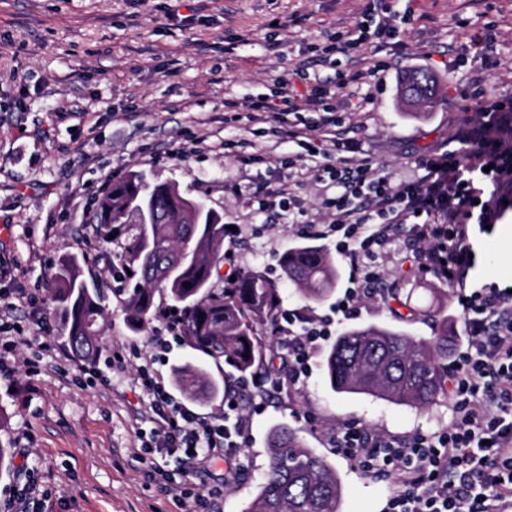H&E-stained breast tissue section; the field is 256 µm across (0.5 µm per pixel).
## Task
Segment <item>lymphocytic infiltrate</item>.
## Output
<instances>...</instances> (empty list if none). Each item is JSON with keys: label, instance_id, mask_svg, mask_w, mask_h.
Returning <instances> with one entry per match:
<instances>
[{"label": "lymphocytic infiltrate", "instance_id": "lymphocytic-infiltrate-1", "mask_svg": "<svg viewBox=\"0 0 512 512\" xmlns=\"http://www.w3.org/2000/svg\"><path fill=\"white\" fill-rule=\"evenodd\" d=\"M412 8L398 12L389 0H371L354 28L336 31L315 47L312 59L300 60L273 98L254 104L253 119L270 125L299 148L295 163L320 183L323 203L336 216L342 238L336 250L350 266L348 287L336 310L349 316L379 281L375 262L386 243L403 232L426 244L415 257L420 270L461 285L467 315L468 347L450 378L453 422L438 438L411 441L380 438L347 426L335 438L356 467L374 459L394 465L397 489L385 512H502L512 504V293L504 288H471L472 260L466 245L473 224H493L512 204V95L486 98L460 91L464 111L479 112L477 125L463 126L446 150L418 157L414 177L396 184L369 156L353 161L359 143L340 138L334 90L356 85L359 107L373 105L372 79L390 70L389 61L372 68H341V58H355L373 42L395 39ZM332 67L334 79L312 81L310 65ZM315 82L316 94H302L296 82ZM318 113L308 122L307 113ZM277 333L288 336L289 370L273 378L253 376L256 388L277 390L296 384L309 372L310 353L328 332L304 313H292ZM152 393L144 412L155 423L140 451L181 453L185 477H201V463L213 453L234 458L246 442L248 422L216 423L192 409H171L167 391L156 378L140 373Z\"/></svg>", "mask_w": 512, "mask_h": 512}]
</instances>
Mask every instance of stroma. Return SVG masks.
Masks as SVG:
<instances>
[{
  "instance_id": "35a3bbf8",
  "label": "stroma",
  "mask_w": 512,
  "mask_h": 512,
  "mask_svg": "<svg viewBox=\"0 0 512 512\" xmlns=\"http://www.w3.org/2000/svg\"><path fill=\"white\" fill-rule=\"evenodd\" d=\"M368 0H0V316L24 326L34 347H0V447L12 451L0 470V512L33 474L52 512H195L193 499L165 492L132 459L138 431L152 423L140 409L148 395L140 385L112 377L113 351L148 360L173 404H192L204 416L235 420L245 415L250 431L235 460L212 459L197 493L219 488L224 512H244L269 467L268 433L293 428L323 455L341 483L340 512H383L395 475L383 466L357 469L332 436L346 425L407 440L447 431L453 403L441 393L427 409L396 405L365 394L334 392L325 374L326 347L316 349L310 374L291 390L257 394L237 389V406L223 398L189 400L174 384L172 370L198 357L182 340L155 349L160 321L129 335L122 305L112 295L106 248L93 229L92 205L104 181L144 172L153 183L175 182L182 193L220 212L236 234L224 240L234 269L265 270L286 310L309 307L331 317L332 334L362 326L397 327L417 336L448 328V363L466 351L465 314L456 289L418 271L420 241L402 235L379 258L381 285L401 289L407 300L363 302L353 319L336 321L349 264L337 255L333 217L321 204L322 189L305 180L297 192L303 223L265 217L249 203L268 183L296 180L286 161L298 151L253 121L251 107L272 96L296 60L327 32L353 28ZM415 20L401 26L399 50L366 48L361 68L392 58L393 67L371 111H354L345 99L341 127L357 138L394 181L408 174L411 159L447 144L463 118L457 93L471 76L470 37L495 33L497 67L485 73L491 96L512 94V0H413ZM231 32L247 42L225 51ZM425 71L436 81L432 103L413 109L399 104L407 75ZM235 103L232 122L224 106ZM273 148L279 164L241 167L237 141ZM512 209L492 227L470 225L474 255L469 286L512 287ZM315 237L336 255L332 293L306 301L286 279L279 257ZM79 257L89 287L105 297L100 347L95 361L58 360L60 318L51 302L56 274ZM42 301L41 312L12 304L13 289Z\"/></svg>"
}]
</instances>
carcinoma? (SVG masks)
<instances>
[{
  "label": "carcinoma",
  "instance_id": "cac0c4a2",
  "mask_svg": "<svg viewBox=\"0 0 512 512\" xmlns=\"http://www.w3.org/2000/svg\"><path fill=\"white\" fill-rule=\"evenodd\" d=\"M146 200L160 223L132 224L128 205ZM173 183L150 184L141 172L107 189L95 201V231L107 245L127 326L145 331L150 321L174 314L176 335L202 358L172 371L174 384L186 391L197 382L218 393L209 366L230 363L240 376L252 374L275 341L259 332L274 326L280 293L265 272L240 271L222 284L226 224L210 207ZM114 238H109V235ZM287 279L310 301L323 299L336 283V265L321 246L301 244L279 258ZM173 266L180 277L168 276ZM52 302L62 321L61 335L75 355L91 360L99 350L105 306L100 290L86 286L76 258L56 275ZM190 287H184V284ZM448 330L430 338L395 328L365 326L343 332L325 357V373L337 393L366 394L397 405L426 408L446 389ZM269 470L245 512H339L341 484L336 470L287 426L269 436Z\"/></svg>",
  "mask_w": 512,
  "mask_h": 512
}]
</instances>
